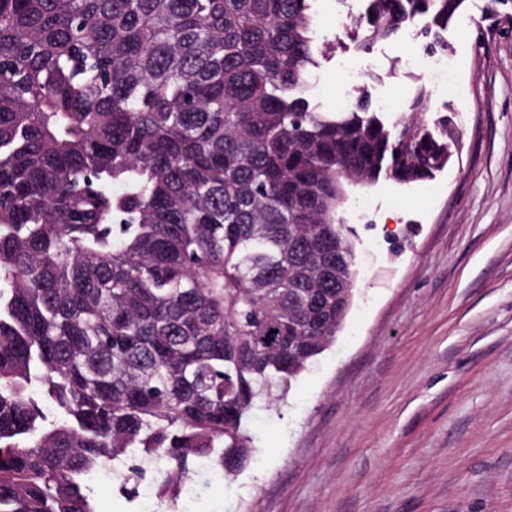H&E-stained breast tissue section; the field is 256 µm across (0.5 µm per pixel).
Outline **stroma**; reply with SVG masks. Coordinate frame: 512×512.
Returning a JSON list of instances; mask_svg holds the SVG:
<instances>
[{
	"label": "stroma",
	"mask_w": 512,
	"mask_h": 512,
	"mask_svg": "<svg viewBox=\"0 0 512 512\" xmlns=\"http://www.w3.org/2000/svg\"><path fill=\"white\" fill-rule=\"evenodd\" d=\"M320 66L311 99L346 106L361 86L390 119L425 88L454 113L459 150L429 181L352 189L351 310L285 400L250 414L254 452L234 478L193 467L180 512H512V0H465L448 70L412 65L420 37L358 47L366 0H311ZM374 200L365 220L354 207ZM118 479L96 512H139Z\"/></svg>",
	"instance_id": "1"
}]
</instances>
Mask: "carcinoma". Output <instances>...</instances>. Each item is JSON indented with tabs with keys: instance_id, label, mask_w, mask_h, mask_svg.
I'll list each match as a JSON object with an SVG mask.
<instances>
[{
	"instance_id": "obj_1",
	"label": "carcinoma",
	"mask_w": 512,
	"mask_h": 512,
	"mask_svg": "<svg viewBox=\"0 0 512 512\" xmlns=\"http://www.w3.org/2000/svg\"><path fill=\"white\" fill-rule=\"evenodd\" d=\"M464 0H367L359 47ZM309 0H0V512H95L93 472L176 510L190 463L250 461L354 301L348 192L451 158L424 89L308 95ZM122 191L115 193L112 186Z\"/></svg>"
}]
</instances>
